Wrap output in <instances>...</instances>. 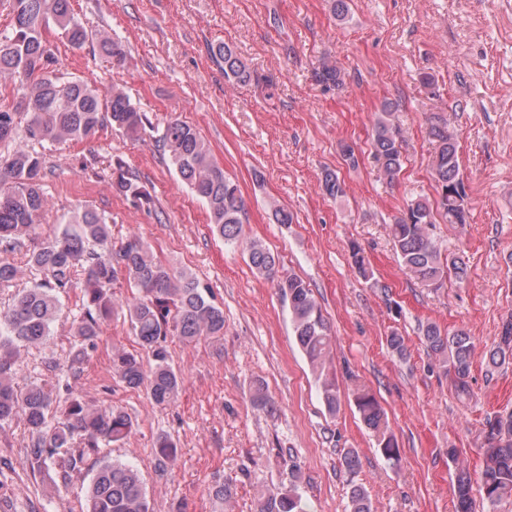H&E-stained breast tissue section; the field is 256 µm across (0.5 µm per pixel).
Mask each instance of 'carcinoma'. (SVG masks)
Instances as JSON below:
<instances>
[{"label": "carcinoma", "instance_id": "obj_1", "mask_svg": "<svg viewBox=\"0 0 512 512\" xmlns=\"http://www.w3.org/2000/svg\"><path fill=\"white\" fill-rule=\"evenodd\" d=\"M13 24L0 39V77L8 78L16 91L15 104L0 109V142L23 135L33 147H17L0 155V253H13L36 234L46 210L43 190L46 176L44 153L34 145L91 137L104 127L122 131L140 140L153 124L130 97L120 89L107 92L80 79L62 81L56 73L57 57L44 31L55 26L74 50L94 46L123 67L128 54L123 41L110 35L92 37L75 16L71 0H6ZM224 64V78L236 85L254 80L253 71L228 44L211 47ZM317 83L342 87L343 67L322 60L313 70ZM28 116L19 129L21 116ZM430 136L436 143L432 172L437 195L407 202L393 218L390 235L394 251L408 273L427 288H441L453 278L462 283L467 265L460 257H441L428 227L442 219L450 224L469 223L467 193L460 177L459 144L448 122L437 118ZM183 182L206 206L209 223L227 245L245 246L250 265L275 283L286 302L298 346L310 364L324 403L335 413L339 403L336 375L330 371L331 330L316 302L313 291L299 276L278 272L275 256L258 240L244 241L243 224L247 205L236 181L214 159L199 132L176 115L166 121L156 140ZM401 129L395 124L391 103L381 104L370 135L371 155L389 181L398 179L403 167ZM112 188L137 208L150 207V192L129 173L125 162L112 164ZM323 194L337 199L346 194L337 172L326 168L321 174ZM29 262L39 268L45 280L17 292L7 309L0 311V428L18 419L29 434V454L37 468L59 459V469L45 471L53 481L67 480L81 469L86 452L126 440L135 424L129 413L112 405L93 407L74 396L69 380L80 371L88 350L96 347L102 326L121 308L136 344L152 359L145 370L139 352L112 348V377L126 387L146 391L157 406L175 404L183 379L169 362L168 341L176 338L186 346L202 340L224 337V310L195 276L175 269L154 256L150 247L138 240L118 247L112 245L109 219L90 205L77 207L68 216L61 232L43 239L30 250ZM83 280L77 281V271ZM124 277L136 289L132 299L115 301L112 288ZM81 289L82 305L74 316L70 334L75 345L70 364H47L56 378V387L20 385L16 361L22 349L39 348L52 335L60 311L59 294ZM427 351L446 375L453 376L458 392L468 393L473 341L462 330L443 331L436 324L423 333ZM498 366L512 361V318L502 325L498 343L490 354ZM66 391L56 426H48V414L60 391ZM355 404L363 423L373 431L383 458L396 466L400 448L389 432L385 413L377 399L363 386L356 388ZM486 448L477 477L462 469L453 486L455 512H474L473 485H478L487 512L504 498H512V410L486 422ZM157 466L164 473L178 457L176 441L162 435L155 444ZM350 512H371L366 491L351 486ZM82 512H151L143 478L137 469L117 462H103L85 493ZM258 512H305L302 497L291 484L268 493L259 501Z\"/></svg>", "mask_w": 512, "mask_h": 512}]
</instances>
